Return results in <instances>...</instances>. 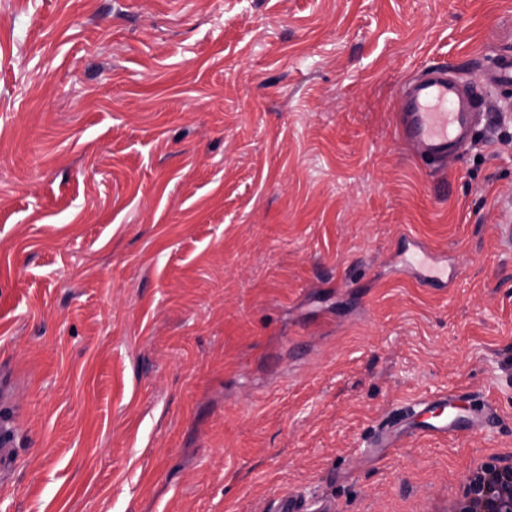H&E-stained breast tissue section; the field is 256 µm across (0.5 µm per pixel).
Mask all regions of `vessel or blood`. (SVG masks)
Returning <instances> with one entry per match:
<instances>
[{"label":"vessel or blood","instance_id":"obj_1","mask_svg":"<svg viewBox=\"0 0 512 512\" xmlns=\"http://www.w3.org/2000/svg\"><path fill=\"white\" fill-rule=\"evenodd\" d=\"M485 80L495 87L512 88V55L494 57ZM482 105L480 94L467 88L447 68L426 69L405 83L399 93L396 134L416 155L446 162L449 155L461 154L469 145ZM402 244L411 250L403 272L418 286L445 289L454 284V274L427 244L412 235L404 236ZM495 417L496 408L491 402L472 404L465 393L455 389L434 393L384 416L367 439L361 456L379 457L418 435L445 439L482 433ZM15 436L11 416L1 414V482L11 478L16 468ZM273 512H336V506L330 502L314 506L303 494L291 492L278 499Z\"/></svg>","mask_w":512,"mask_h":512}]
</instances>
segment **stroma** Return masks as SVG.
<instances>
[{"mask_svg": "<svg viewBox=\"0 0 512 512\" xmlns=\"http://www.w3.org/2000/svg\"><path fill=\"white\" fill-rule=\"evenodd\" d=\"M507 53L512 0H0V512H442L512 460ZM431 66L486 97L437 167L395 131ZM446 388L490 430L357 463ZM485 80L494 87L512 88V55L494 57L487 66ZM401 243L406 250L413 248L402 274L412 277L418 286L445 289L455 283L454 274L448 273V266L427 244L413 235H405ZM15 427L10 414L0 415V481H7L16 468ZM313 505L306 499V497L299 492L288 493L278 499L275 508L272 512H335L337 511L336 505L331 502H323Z\"/></svg>", "mask_w": 512, "mask_h": 512, "instance_id": "35a3bbf8", "label": "stroma"}]
</instances>
